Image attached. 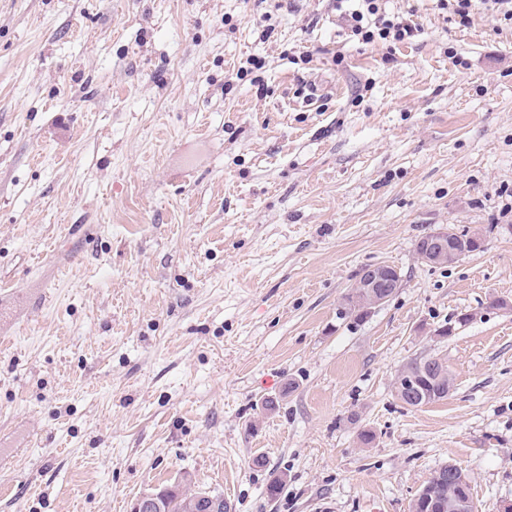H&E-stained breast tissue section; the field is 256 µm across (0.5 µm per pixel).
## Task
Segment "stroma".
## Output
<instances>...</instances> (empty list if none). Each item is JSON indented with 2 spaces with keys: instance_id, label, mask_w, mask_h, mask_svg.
Listing matches in <instances>:
<instances>
[{
  "instance_id": "1",
  "label": "stroma",
  "mask_w": 512,
  "mask_h": 512,
  "mask_svg": "<svg viewBox=\"0 0 512 512\" xmlns=\"http://www.w3.org/2000/svg\"><path fill=\"white\" fill-rule=\"evenodd\" d=\"M386 7L422 26L391 52L328 0L265 42L264 0H0V512L185 476L233 512H410L448 463L512 502V21ZM448 227L485 249L422 262ZM379 263L401 286L356 319ZM430 356L453 388L403 406ZM246 66H240L235 74V77L239 79L242 75H254L250 78V84L254 89V93L257 98H264L267 96L268 86L264 81L261 74L264 72L263 69L266 67V61L263 57H249L244 62Z\"/></svg>"
}]
</instances>
